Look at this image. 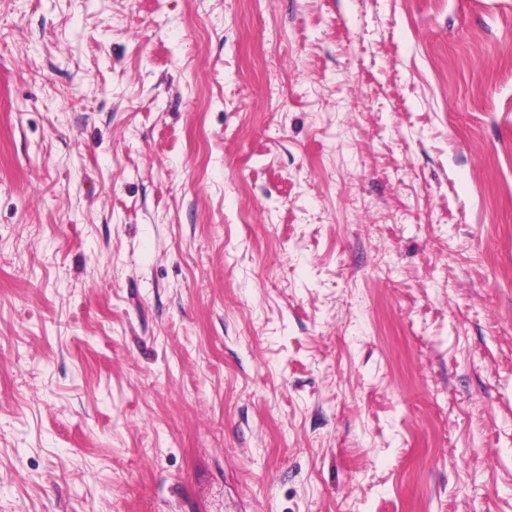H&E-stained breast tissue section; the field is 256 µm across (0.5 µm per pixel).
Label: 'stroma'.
Wrapping results in <instances>:
<instances>
[{"label":"stroma","mask_w":512,"mask_h":512,"mask_svg":"<svg viewBox=\"0 0 512 512\" xmlns=\"http://www.w3.org/2000/svg\"><path fill=\"white\" fill-rule=\"evenodd\" d=\"M512 512V0H0V512Z\"/></svg>","instance_id":"35a3bbf8"}]
</instances>
